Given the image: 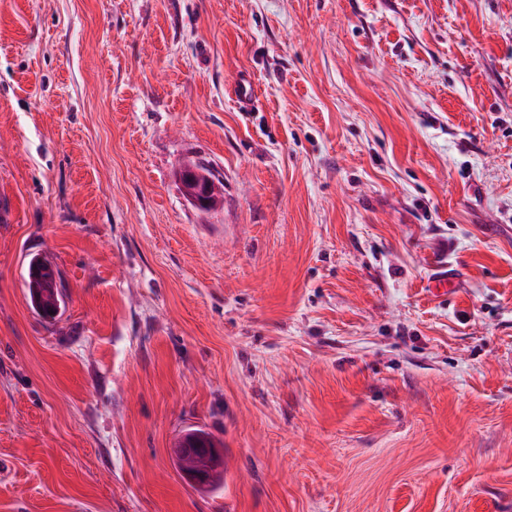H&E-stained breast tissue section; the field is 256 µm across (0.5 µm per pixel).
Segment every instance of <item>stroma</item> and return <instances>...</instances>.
I'll return each mask as SVG.
<instances>
[{"label":"stroma","instance_id":"stroma-1","mask_svg":"<svg viewBox=\"0 0 512 512\" xmlns=\"http://www.w3.org/2000/svg\"><path fill=\"white\" fill-rule=\"evenodd\" d=\"M0 197V512H512V0H0ZM208 165L200 160H188L178 169L177 177L186 200L196 209L209 212L216 206L215 179L206 175ZM40 262L41 263L39 267L43 265H49L51 267L50 264L43 260H40ZM39 267H35L33 264H31V262L29 264L27 280L28 291L34 308L37 309L45 317H49L50 312L56 314L58 308H60L61 290L57 289L56 294H54L52 290H49L43 286V283L39 277L33 274L34 270ZM191 432L195 433H189L184 436V438L181 440V446L182 448H174V453L179 457H197L204 461H214L218 459L221 455L219 448H217L215 445H212L211 448L208 444L204 443L201 439V437L196 434L199 433L202 436H204L206 439L214 441V438L212 435L208 432H205L203 430H193Z\"/></svg>","mask_w":512,"mask_h":512}]
</instances>
